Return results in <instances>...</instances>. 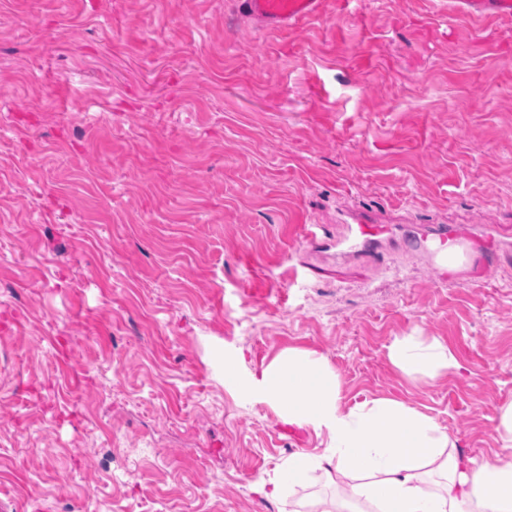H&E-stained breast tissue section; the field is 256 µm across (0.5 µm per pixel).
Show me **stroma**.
Wrapping results in <instances>:
<instances>
[{
    "label": "stroma",
    "instance_id": "obj_1",
    "mask_svg": "<svg viewBox=\"0 0 512 512\" xmlns=\"http://www.w3.org/2000/svg\"><path fill=\"white\" fill-rule=\"evenodd\" d=\"M322 0L258 30L236 0H0V498L17 512H321L257 492L314 432L225 378L290 347L346 406L432 416L464 457L512 402V20ZM389 225L377 258L305 228ZM469 234L450 268L402 228ZM460 370L409 384L395 337Z\"/></svg>",
    "mask_w": 512,
    "mask_h": 512
}]
</instances>
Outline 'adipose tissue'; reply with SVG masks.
<instances>
[{"label":"adipose tissue","instance_id":"ef3b65f1","mask_svg":"<svg viewBox=\"0 0 512 512\" xmlns=\"http://www.w3.org/2000/svg\"><path fill=\"white\" fill-rule=\"evenodd\" d=\"M391 365L416 384L431 383L460 364L437 338L400 336L387 349ZM248 391L282 424L325 435L323 455L297 454L259 493L281 498L312 469L345 481L329 512H512V459L477 462L426 413L405 402L376 398L344 408L339 378L325 357L288 348L260 372ZM353 468H345V461Z\"/></svg>","mask_w":512,"mask_h":512}]
</instances>
